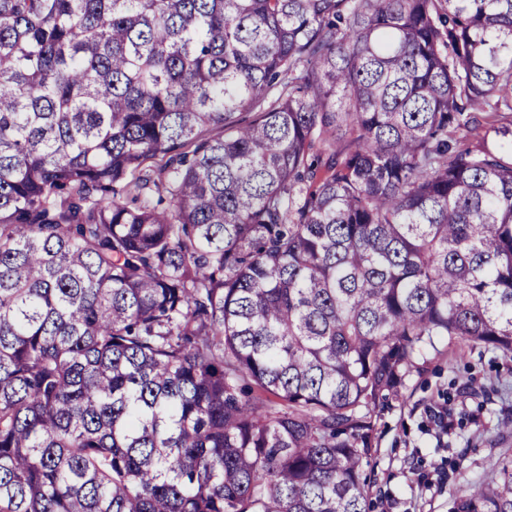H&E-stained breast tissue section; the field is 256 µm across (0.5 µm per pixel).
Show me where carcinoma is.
<instances>
[{
  "mask_svg": "<svg viewBox=\"0 0 512 512\" xmlns=\"http://www.w3.org/2000/svg\"><path fill=\"white\" fill-rule=\"evenodd\" d=\"M506 110L512 0H0V512H371L376 405L512 356Z\"/></svg>",
  "mask_w": 512,
  "mask_h": 512,
  "instance_id": "cac0c4a2",
  "label": "carcinoma"
}]
</instances>
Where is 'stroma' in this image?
Wrapping results in <instances>:
<instances>
[{"label": "stroma", "mask_w": 512, "mask_h": 512, "mask_svg": "<svg viewBox=\"0 0 512 512\" xmlns=\"http://www.w3.org/2000/svg\"><path fill=\"white\" fill-rule=\"evenodd\" d=\"M443 408L451 425L440 435L431 415ZM510 417L512 357L438 343L375 410L373 512H450L463 486L512 457V432L501 426Z\"/></svg>", "instance_id": "35a3bbf8"}]
</instances>
